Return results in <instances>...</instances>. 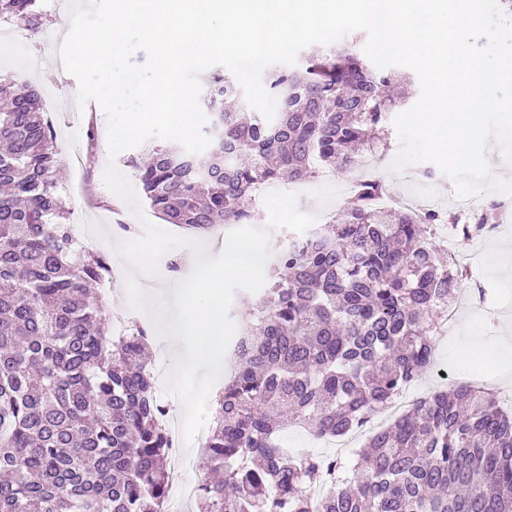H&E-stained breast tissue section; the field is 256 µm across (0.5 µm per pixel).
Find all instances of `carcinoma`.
I'll return each mask as SVG.
<instances>
[{
  "instance_id": "carcinoma-1",
  "label": "carcinoma",
  "mask_w": 512,
  "mask_h": 512,
  "mask_svg": "<svg viewBox=\"0 0 512 512\" xmlns=\"http://www.w3.org/2000/svg\"><path fill=\"white\" fill-rule=\"evenodd\" d=\"M0 19L39 30L37 0H0ZM395 78L349 45L268 75L272 120L238 86L203 79V154L156 145L132 157L151 209L205 231L250 224L256 184L382 157ZM0 512H165L170 446L146 332L112 337L100 255L64 223L54 134L38 92L0 76ZM379 180L313 241H292L257 298L210 422L200 512H512V412L480 386L436 391L373 432L352 477L281 447L366 426L432 364L435 325L458 298L455 259L435 248L450 214L380 210ZM332 478L318 502L306 487Z\"/></svg>"
}]
</instances>
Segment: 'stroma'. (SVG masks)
<instances>
[{"instance_id": "obj_1", "label": "stroma", "mask_w": 512, "mask_h": 512, "mask_svg": "<svg viewBox=\"0 0 512 512\" xmlns=\"http://www.w3.org/2000/svg\"><path fill=\"white\" fill-rule=\"evenodd\" d=\"M64 20V15L43 9L39 32L27 41L12 42L11 52L0 55V72L10 73L18 85L31 86L41 95L56 133L57 178L70 212L73 236L81 237L84 224H100L108 244L114 248L112 257L117 260L121 254L116 251V244L139 238L144 226L133 208L113 195L104 183L109 160L105 115L97 105L87 112L75 113L78 82L72 75L49 63L36 69L31 66L32 59L42 54L47 40L62 33ZM76 152L90 158L86 169L71 164L70 157ZM120 219L129 224V231H114L113 226ZM494 247V241L477 236L457 237L458 258L481 254L482 269L478 279L490 295L485 309L469 305L459 309L454 324L436 346L432 370L415 385L417 397H426L460 382L491 384L495 368L483 363L480 354L502 330L512 329V268L492 261L490 254Z\"/></svg>"}]
</instances>
